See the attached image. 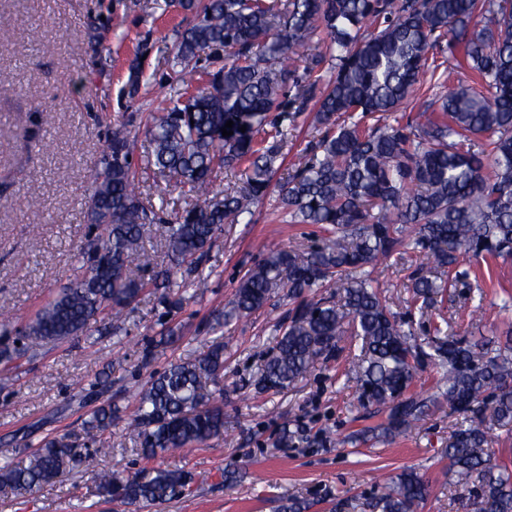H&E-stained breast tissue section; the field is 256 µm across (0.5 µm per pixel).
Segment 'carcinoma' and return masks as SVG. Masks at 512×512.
<instances>
[{"instance_id": "cac0c4a2", "label": "carcinoma", "mask_w": 512, "mask_h": 512, "mask_svg": "<svg viewBox=\"0 0 512 512\" xmlns=\"http://www.w3.org/2000/svg\"><path fill=\"white\" fill-rule=\"evenodd\" d=\"M193 23L170 46L181 67L177 86L149 116L151 156L192 207L166 225L175 266L168 287L201 288L213 270L207 252L226 224L253 222L271 194L291 224L319 229L307 250L269 248L224 305V323L263 307L278 288L292 308L257 379L282 391L318 366L339 360L341 341L356 336L351 357L359 408L384 419L364 433H412L430 411L460 416L445 449L457 484L477 483L478 512H512V465L492 448V420L512 425V334L504 345L448 334L431 311L471 260L512 257V0H177ZM336 59L328 78L318 74ZM449 56L468 68L472 85L440 96L437 112L415 121L397 115ZM207 77L192 87L189 76ZM308 112L320 138L305 161L276 177L297 115ZM230 136H222L227 121ZM246 131H240L241 127ZM135 141L123 128L89 170L92 238L77 254L78 278L40 309L17 343L0 356L19 359L46 341L86 334L117 320L147 287L130 274L148 224L162 221L144 204L134 166ZM243 169L240 186L216 192L215 169ZM422 254L433 267L408 275L413 306L430 334L422 340L391 313L371 270L394 255ZM339 291L320 290L331 281ZM446 369L425 396L411 391L427 364ZM224 345L154 373L139 394L128 436L144 459L224 435ZM120 413L107 403L86 414L95 441ZM283 447L314 444L303 429L282 428ZM85 464L98 495L154 505L194 483L184 467L144 466L133 475L95 470L71 435L41 438L26 459L0 466V488L21 493L53 483ZM374 512H415L428 493L408 469L378 484Z\"/></svg>"}]
</instances>
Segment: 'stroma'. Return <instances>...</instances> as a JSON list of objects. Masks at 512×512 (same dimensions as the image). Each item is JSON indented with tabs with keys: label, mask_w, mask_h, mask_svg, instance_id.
I'll use <instances>...</instances> for the list:
<instances>
[{
	"label": "stroma",
	"mask_w": 512,
	"mask_h": 512,
	"mask_svg": "<svg viewBox=\"0 0 512 512\" xmlns=\"http://www.w3.org/2000/svg\"><path fill=\"white\" fill-rule=\"evenodd\" d=\"M0 313L24 325L78 274L77 250L86 242L88 169L107 149L113 128L126 127L144 198L164 200L168 219L188 209L189 195L169 186L149 161L147 116L161 105L177 66L166 43L192 22L172 0H0ZM141 89L128 99L132 75ZM315 226L282 222L276 198L257 209L253 223L235 224L207 253L213 274L169 309L164 288H145L121 324H93L89 335L45 343L8 363L15 379L0 389V458H25L48 434L78 433L84 413L105 401L120 408L107 435L101 468L134 474L144 465L128 439L135 396L149 375L176 361L224 346V435L181 453L157 457L164 468L187 467L191 489L149 508L122 505L95 492L75 467L54 484L17 495L0 489V512H278L281 498L308 503L307 512H371L375 478L416 469L429 496L417 512H473L474 487L448 480L444 449L453 415L439 412L419 429L392 440L346 438L356 421L355 382L346 363H328L281 393L256 388L263 357L275 345L288 302L275 296L221 331L212 325L245 273L276 242L311 245ZM391 308L406 317L412 298L405 265L379 266ZM481 295L482 315L469 296ZM512 259L471 264L463 285L449 289L437 316L461 336H499L512 324ZM105 388L93 380L103 368ZM304 427L315 440L280 447L283 426Z\"/></svg>",
	"instance_id": "obj_1"
}]
</instances>
